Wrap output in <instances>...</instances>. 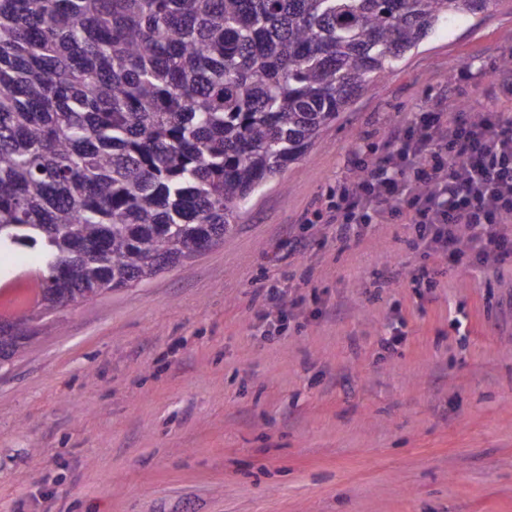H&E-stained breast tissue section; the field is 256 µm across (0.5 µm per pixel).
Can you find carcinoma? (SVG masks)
Segmentation results:
<instances>
[{
    "mask_svg": "<svg viewBox=\"0 0 512 512\" xmlns=\"http://www.w3.org/2000/svg\"><path fill=\"white\" fill-rule=\"evenodd\" d=\"M497 5L0 0V247L40 249L47 316L188 262L440 22Z\"/></svg>",
    "mask_w": 512,
    "mask_h": 512,
    "instance_id": "1",
    "label": "carcinoma"
}]
</instances>
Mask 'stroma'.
Here are the masks:
<instances>
[{
  "label": "stroma",
  "instance_id": "1",
  "mask_svg": "<svg viewBox=\"0 0 512 512\" xmlns=\"http://www.w3.org/2000/svg\"><path fill=\"white\" fill-rule=\"evenodd\" d=\"M511 44L512 0L441 23L223 241L29 344L0 371V512H512V269L429 288L413 225L346 247L314 217L352 150L377 160L392 125L492 81ZM43 267L0 250V284ZM263 287L287 302L270 342Z\"/></svg>",
  "mask_w": 512,
  "mask_h": 512
}]
</instances>
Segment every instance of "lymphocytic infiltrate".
<instances>
[{"label": "lymphocytic infiltrate", "mask_w": 512, "mask_h": 512, "mask_svg": "<svg viewBox=\"0 0 512 512\" xmlns=\"http://www.w3.org/2000/svg\"><path fill=\"white\" fill-rule=\"evenodd\" d=\"M473 109L458 97L422 107L389 128L387 151L352 153L356 176L336 191L330 222L350 244L360 226L411 224L413 248L456 268L512 266V69L478 86Z\"/></svg>", "instance_id": "lymphocytic-infiltrate-1"}]
</instances>
